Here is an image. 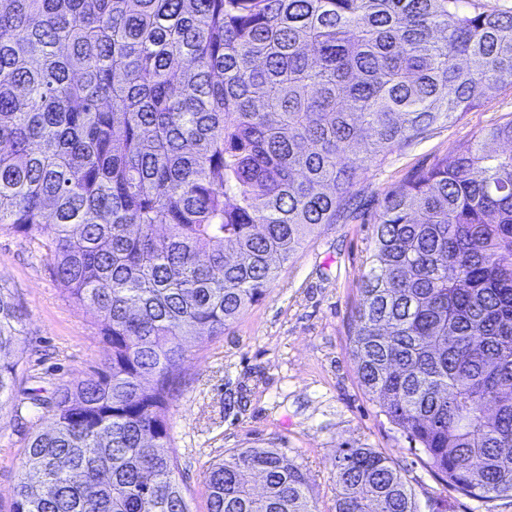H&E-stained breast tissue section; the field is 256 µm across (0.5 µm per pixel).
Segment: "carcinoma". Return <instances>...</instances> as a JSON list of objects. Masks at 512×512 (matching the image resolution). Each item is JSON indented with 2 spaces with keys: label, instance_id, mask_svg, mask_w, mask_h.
Here are the masks:
<instances>
[{
  "label": "carcinoma",
  "instance_id": "carcinoma-1",
  "mask_svg": "<svg viewBox=\"0 0 512 512\" xmlns=\"http://www.w3.org/2000/svg\"><path fill=\"white\" fill-rule=\"evenodd\" d=\"M512 85V10L473 0H0V231L96 314L13 512H192L169 410L394 148ZM512 120L388 192L356 307L361 385L457 493L512 495ZM0 285V409L24 349ZM332 512H418L339 448ZM209 512H319L285 448L208 468Z\"/></svg>",
  "mask_w": 512,
  "mask_h": 512
}]
</instances>
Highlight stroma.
I'll return each mask as SVG.
<instances>
[{"label": "stroma", "mask_w": 512, "mask_h": 512, "mask_svg": "<svg viewBox=\"0 0 512 512\" xmlns=\"http://www.w3.org/2000/svg\"><path fill=\"white\" fill-rule=\"evenodd\" d=\"M512 119V86L371 166L344 214L318 225L284 265L266 297L223 336L193 346L189 382L172 403L171 447L194 512H207L204 473L238 448H284L302 463L321 512L336 488L340 448H373L397 459L419 512H512V496L482 502L453 492L411 450L361 387L352 355L361 277L385 194L417 172ZM0 285L22 315L25 360L14 399L0 409V512L31 436L49 422L38 400L102 368L106 347L93 312L77 308L49 273L43 250L0 234Z\"/></svg>", "instance_id": "stroma-1"}]
</instances>
